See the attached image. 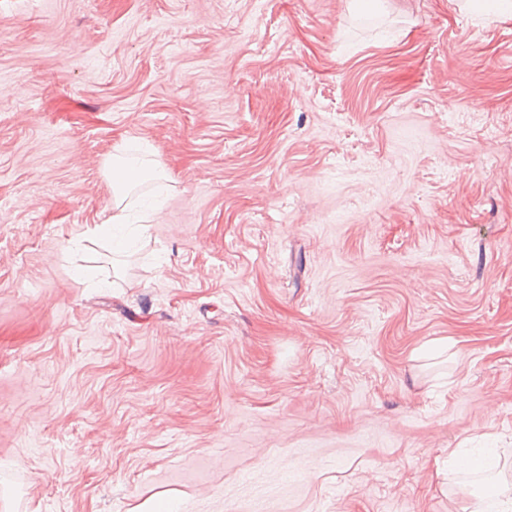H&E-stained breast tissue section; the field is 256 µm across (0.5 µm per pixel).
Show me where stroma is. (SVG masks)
I'll list each match as a JSON object with an SVG mask.
<instances>
[{
	"instance_id": "1",
	"label": "stroma",
	"mask_w": 512,
	"mask_h": 512,
	"mask_svg": "<svg viewBox=\"0 0 512 512\" xmlns=\"http://www.w3.org/2000/svg\"><path fill=\"white\" fill-rule=\"evenodd\" d=\"M123 144L169 179L125 246L86 234ZM492 483L512 14L0 0V512H473Z\"/></svg>"
}]
</instances>
